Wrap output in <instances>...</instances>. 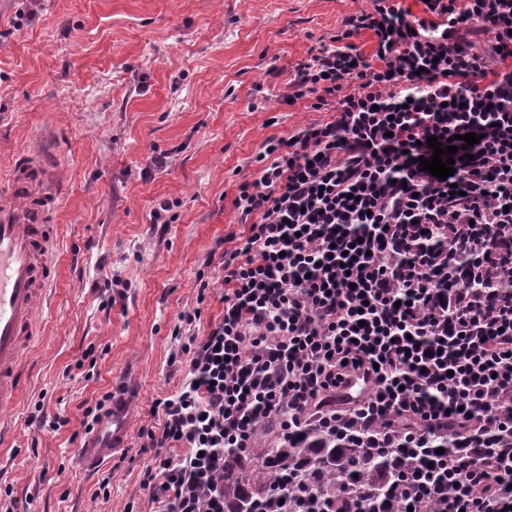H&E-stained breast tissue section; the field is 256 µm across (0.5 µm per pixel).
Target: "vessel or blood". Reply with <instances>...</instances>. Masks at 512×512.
Returning a JSON list of instances; mask_svg holds the SVG:
<instances>
[{
  "instance_id": "vessel-or-blood-1",
  "label": "vessel or blood",
  "mask_w": 512,
  "mask_h": 512,
  "mask_svg": "<svg viewBox=\"0 0 512 512\" xmlns=\"http://www.w3.org/2000/svg\"><path fill=\"white\" fill-rule=\"evenodd\" d=\"M45 177L38 165L16 168L0 194V404L25 387L24 365L42 338L57 280L58 230L43 221ZM126 392L115 391L107 415L80 449L94 468L127 444Z\"/></svg>"
}]
</instances>
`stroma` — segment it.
<instances>
[{"mask_svg": "<svg viewBox=\"0 0 512 512\" xmlns=\"http://www.w3.org/2000/svg\"><path fill=\"white\" fill-rule=\"evenodd\" d=\"M362 0H44L13 30L22 0H0V178L38 156L57 181L46 220L61 247L53 316L27 362L0 454V503L18 512H152L141 472L152 403L183 379L172 331L224 315L221 284L198 303L206 253L239 231L233 201L264 140L325 119L279 98L284 76L335 35ZM167 165L149 171L151 157ZM174 219L154 224L160 200ZM135 398L128 444L94 469L78 461L82 414L116 385ZM67 423H31L35 403ZM108 493H100L102 478Z\"/></svg>", "mask_w": 512, "mask_h": 512, "instance_id": "1", "label": "stroma"}]
</instances>
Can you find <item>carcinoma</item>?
Listing matches in <instances>:
<instances>
[{
	"mask_svg": "<svg viewBox=\"0 0 512 512\" xmlns=\"http://www.w3.org/2000/svg\"><path fill=\"white\" fill-rule=\"evenodd\" d=\"M308 467L319 480L313 488L330 492L355 478L356 494L338 499L336 512H360L365 501L375 502L386 489L378 473L386 469L379 452L358 448L318 428L287 437H275V447L257 453L234 455L224 465V512H258L265 498L266 481L276 478L284 495L295 501L303 487L292 480V471Z\"/></svg>",
	"mask_w": 512,
	"mask_h": 512,
	"instance_id": "cac0c4a2",
	"label": "carcinoma"
}]
</instances>
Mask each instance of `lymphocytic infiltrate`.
Returning a JSON list of instances; mask_svg holds the SVG:
<instances>
[{
    "label": "lymphocytic infiltrate",
    "mask_w": 512,
    "mask_h": 512,
    "mask_svg": "<svg viewBox=\"0 0 512 512\" xmlns=\"http://www.w3.org/2000/svg\"><path fill=\"white\" fill-rule=\"evenodd\" d=\"M285 88L328 117L266 139L238 186L224 317L150 408L143 489L224 512L227 456L273 420L385 453L402 496L363 512H512V0H366ZM467 133L453 175L421 170L427 138Z\"/></svg>",
    "instance_id": "f902f5d3"
}]
</instances>
